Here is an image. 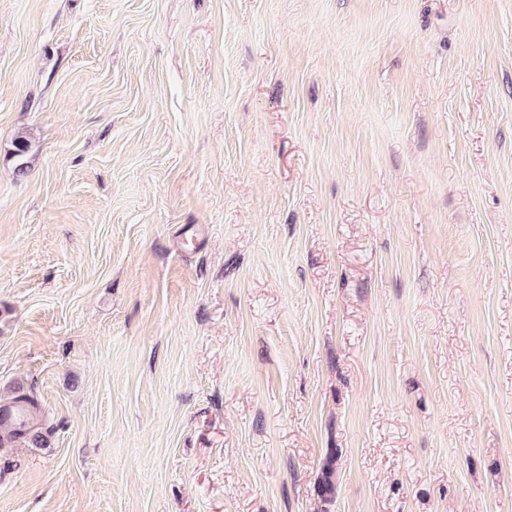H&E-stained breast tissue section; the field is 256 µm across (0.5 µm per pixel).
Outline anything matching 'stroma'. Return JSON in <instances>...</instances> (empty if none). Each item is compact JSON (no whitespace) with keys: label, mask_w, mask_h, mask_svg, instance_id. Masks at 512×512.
<instances>
[{"label":"stroma","mask_w":512,"mask_h":512,"mask_svg":"<svg viewBox=\"0 0 512 512\" xmlns=\"http://www.w3.org/2000/svg\"><path fill=\"white\" fill-rule=\"evenodd\" d=\"M21 395L0 512H512V0H0Z\"/></svg>","instance_id":"stroma-1"}]
</instances>
